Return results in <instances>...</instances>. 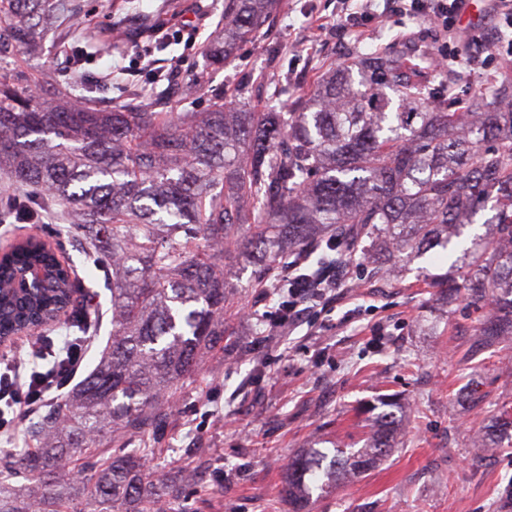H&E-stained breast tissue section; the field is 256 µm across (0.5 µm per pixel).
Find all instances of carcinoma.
I'll use <instances>...</instances> for the list:
<instances>
[{"label": "carcinoma", "instance_id": "obj_1", "mask_svg": "<svg viewBox=\"0 0 512 512\" xmlns=\"http://www.w3.org/2000/svg\"><path fill=\"white\" fill-rule=\"evenodd\" d=\"M278 0H224V31L204 51L225 63L260 30ZM71 0H0V63L31 50L39 29L69 38ZM333 72L285 112L222 103L206 112H155L171 88H132L109 111L47 89L22 71L0 73V170L30 189L0 199V224L61 211L79 261L42 240L0 256V339L65 327L71 343L95 335L102 312L87 282L110 292L112 333L99 361L44 401L29 446L0 457V512H184L182 482L155 475V433L165 404L201 353L224 342L229 303L224 249L246 242L254 287L288 299L294 265L319 287L358 256L386 276V256L448 248L496 193L491 236L456 261L462 284L435 279L451 301L493 303L488 345L512 336V78L454 110L427 90L418 65L372 53ZM391 94H386L385 90ZM33 266L48 275L21 291ZM376 429L348 454L310 448L288 464L282 495L304 512L315 489L362 473L395 447L392 396L372 407Z\"/></svg>", "mask_w": 512, "mask_h": 512}]
</instances>
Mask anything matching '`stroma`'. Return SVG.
<instances>
[{
  "label": "stroma",
  "instance_id": "obj_1",
  "mask_svg": "<svg viewBox=\"0 0 512 512\" xmlns=\"http://www.w3.org/2000/svg\"><path fill=\"white\" fill-rule=\"evenodd\" d=\"M359 0H280L256 39L240 45L224 67H207L203 48L224 26V0H172L164 32L151 40H106L95 54L79 39L60 43L46 32L23 55L28 74L65 87L78 68L95 85L90 105L108 108L128 88L154 86L155 74L196 79L192 92L175 86L178 111L204 112L218 99H239L257 112H279L270 80L288 95L312 89L343 61L388 47L425 71L435 96L446 95L435 54L459 55L454 91L469 99L512 77V44L501 35L496 0H475L458 32L481 43L464 48L423 16L372 0L371 15L347 24ZM224 284L235 306L225 314L231 336L204 354L187 376L160 433L150 467L160 474H195L185 512H288L280 490L289 461L310 448L359 449L372 428L367 405L380 395L401 404V446L361 476L337 481L310 512H512V445L484 447L495 417L512 412V339L486 346L478 332L490 305L448 304L430 288L451 262L434 253L405 259L388 277L352 268L355 291L325 302L312 327L260 342L258 326L275 309L252 288L245 246L224 254Z\"/></svg>",
  "mask_w": 512,
  "mask_h": 512
}]
</instances>
